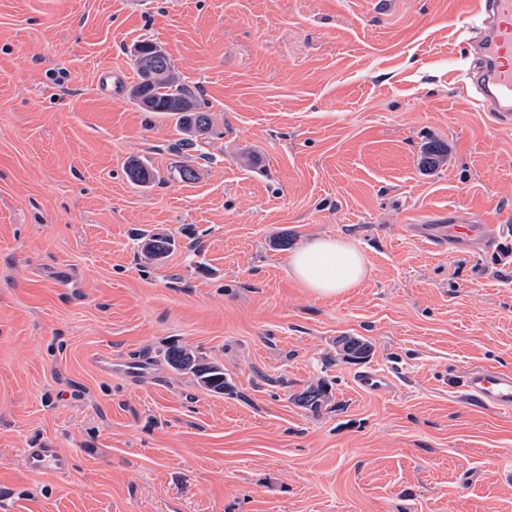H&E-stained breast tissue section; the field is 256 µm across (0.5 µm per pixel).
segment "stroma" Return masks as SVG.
<instances>
[{
  "label": "stroma",
  "instance_id": "obj_1",
  "mask_svg": "<svg viewBox=\"0 0 512 512\" xmlns=\"http://www.w3.org/2000/svg\"><path fill=\"white\" fill-rule=\"evenodd\" d=\"M472 8L0 0V512H512V415L459 388L512 372V128L463 76ZM144 40L207 103L201 147L130 98ZM452 209L511 231L433 248ZM146 231L175 238L162 263ZM315 237L354 241L366 280L310 295L288 262ZM372 368L391 393L357 387ZM322 380L327 406L295 403ZM39 445L69 473L30 472ZM125 167L130 181L134 184L147 185L161 180L160 174L156 169L138 158L128 159ZM165 359L172 369L192 374L199 386L209 392L224 394V391L230 389L223 365L202 362L186 347H170L165 353Z\"/></svg>",
  "mask_w": 512,
  "mask_h": 512
}]
</instances>
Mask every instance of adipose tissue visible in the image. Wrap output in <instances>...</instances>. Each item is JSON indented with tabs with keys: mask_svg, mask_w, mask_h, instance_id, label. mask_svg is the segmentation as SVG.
Returning <instances> with one entry per match:
<instances>
[{
	"mask_svg": "<svg viewBox=\"0 0 512 512\" xmlns=\"http://www.w3.org/2000/svg\"><path fill=\"white\" fill-rule=\"evenodd\" d=\"M289 266L299 284L320 299L340 296L368 276L360 249L346 239H311L292 254Z\"/></svg>",
	"mask_w": 512,
	"mask_h": 512,
	"instance_id": "ef3b65f1",
	"label": "adipose tissue"
}]
</instances>
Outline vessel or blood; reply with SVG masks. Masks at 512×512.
<instances>
[{
    "label": "vessel or blood",
    "instance_id": "vessel-or-blood-1",
    "mask_svg": "<svg viewBox=\"0 0 512 512\" xmlns=\"http://www.w3.org/2000/svg\"><path fill=\"white\" fill-rule=\"evenodd\" d=\"M468 59L472 65L465 78L474 88L481 111L491 113L504 127L512 126V0H477L472 22L467 28ZM445 237L468 238L481 236L494 241L497 227L493 224H470L458 213L448 215ZM358 387L372 394L391 390L392 379L376 370L360 373ZM467 396L480 405L499 412L512 413V373L492 366L469 368L463 378ZM24 463L34 473L51 470L67 472L70 461L53 448H29Z\"/></svg>",
    "mask_w": 512,
    "mask_h": 512
}]
</instances>
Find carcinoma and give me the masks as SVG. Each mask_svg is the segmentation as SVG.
<instances>
[{
	"instance_id": "cac0c4a2",
	"label": "carcinoma",
	"mask_w": 512,
	"mask_h": 512,
	"mask_svg": "<svg viewBox=\"0 0 512 512\" xmlns=\"http://www.w3.org/2000/svg\"><path fill=\"white\" fill-rule=\"evenodd\" d=\"M136 65L139 82L131 91L134 100L146 112H161L176 118L184 134L180 144L190 148L198 146L199 137L209 133L212 127L210 112L190 89L176 80L167 54L158 52L155 43L144 41L140 44ZM125 167L134 184L147 185L161 180L156 169L138 158L128 159ZM174 248L175 240L166 234L150 235L142 245L145 258L155 262L166 258ZM340 343L345 355L353 359H366L371 351L368 341L358 337H344ZM165 359L172 369L192 374L199 386L209 392L222 394L230 389L223 365L202 362L186 347H170ZM295 400L302 407L318 411L331 402V396L327 388L319 384L307 388Z\"/></svg>"
}]
</instances>
